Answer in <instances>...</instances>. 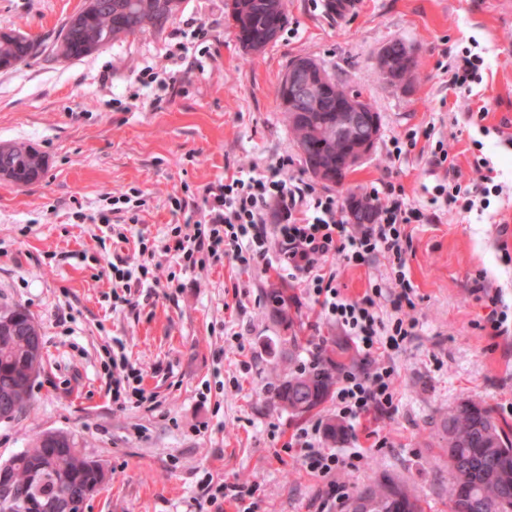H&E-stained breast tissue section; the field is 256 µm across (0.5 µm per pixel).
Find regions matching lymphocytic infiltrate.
Here are the masks:
<instances>
[{"mask_svg": "<svg viewBox=\"0 0 512 512\" xmlns=\"http://www.w3.org/2000/svg\"><path fill=\"white\" fill-rule=\"evenodd\" d=\"M447 56L449 89L471 96L483 80L484 57L468 46L448 51ZM422 138L433 143L431 166L446 174L432 187L431 204L469 213L488 209L490 195L502 193L487 157L475 156L473 175L465 177L448 143L436 138L431 126L393 138L388 162L396 166L407 161ZM291 165L284 155L265 170H242L209 183L202 192L198 219L190 225H169L160 245L150 244L144 232H137L132 238L136 259L119 258L110 265L117 289L112 301L128 304L133 289L162 279L172 283L177 275L226 258L242 267H278L306 284L325 319L346 332L359 357L357 366L340 368L336 374L331 401L337 419L352 427L376 415H392L397 409L396 374L384 354L403 349L417 332L413 312L418 294L407 275L406 256L413 248L411 225L430 223L431 217L408 200L402 184L389 180L370 189L377 203L375 223H347L336 197L291 175ZM158 251L172 257L178 273L164 276L160 265L146 263V256ZM379 256L391 264L392 283L373 281L361 297L344 295L336 284L335 262L361 265ZM111 382L117 407L153 399L142 385L141 369L125 355H113ZM322 439V424L314 421L294 433L285 448L296 451L305 468L324 481L323 503L332 506L348 495L336 481L337 472L359 469L365 456L358 450L339 455L323 447Z\"/></svg>", "mask_w": 512, "mask_h": 512, "instance_id": "1", "label": "lymphocytic infiltrate"}]
</instances>
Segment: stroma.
I'll use <instances>...</instances> for the list:
<instances>
[{"mask_svg":"<svg viewBox=\"0 0 512 512\" xmlns=\"http://www.w3.org/2000/svg\"><path fill=\"white\" fill-rule=\"evenodd\" d=\"M504 0H360L351 13L323 0H287L288 24L263 53L243 52L224 0H185L162 30H149L78 59H57L51 47L82 0H0V30L41 39L37 58L0 70V143L37 147L48 160L26 187L0 184V307L26 309L38 323L45 352L32 406L0 422V462L45 431L73 434L107 477L85 512H199L206 481L257 486V512H319L324 482L283 446L309 421L335 422L332 403L295 416L274 396L315 344H346L325 320L303 282L281 279L258 264L223 262L185 276L184 286L140 288L134 306L112 307L113 257L132 245L113 243L100 224H77L75 211H96L104 196L136 188L148 200L142 230L161 235L183 223L168 199H198L203 188L240 166L265 168L289 156L306 167L278 109L276 88L298 57L321 62L336 80L360 89L381 116L370 156L343 187L317 184L346 201L350 192L397 176L410 202L424 206L436 176L428 154L415 149L391 173L393 137L436 125L455 133L452 148L469 170L475 141L503 186L485 215L438 211L415 225L408 274L420 302L418 334L394 354L396 404L389 419L348 429L338 454L365 448L359 471L340 484L360 493L374 482H400L425 512H449L448 458L441 423L461 400L485 401L512 433V335L491 338L478 328L483 301L472 280L485 273L512 315V6ZM214 23L203 69H188L168 51L187 22ZM394 40L414 47L418 66L405 90L382 81L376 58ZM478 41L488 68L467 99L448 88L438 67L444 53ZM176 73L178 94L156 101L137 81L144 67ZM487 106L483 126L467 108ZM287 288V319L267 301ZM296 334L299 350L284 345ZM120 340L143 370L156 403L116 408L105 367L106 348ZM386 447H376L377 437Z\"/></svg>","mask_w":512,"mask_h":512,"instance_id":"stroma-1","label":"stroma"}]
</instances>
